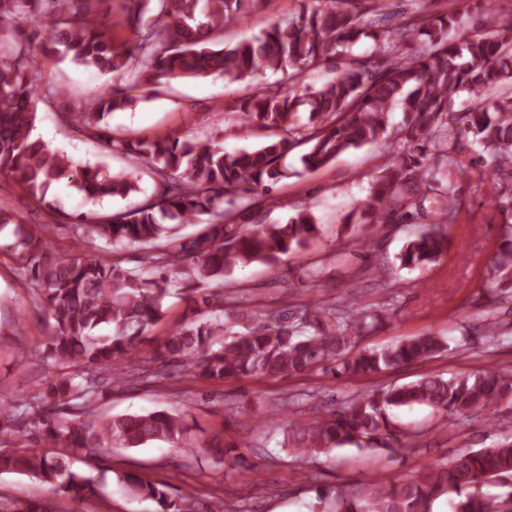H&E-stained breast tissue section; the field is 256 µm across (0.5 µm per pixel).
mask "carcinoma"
Wrapping results in <instances>:
<instances>
[{"label":"carcinoma","instance_id":"cac0c4a2","mask_svg":"<svg viewBox=\"0 0 512 512\" xmlns=\"http://www.w3.org/2000/svg\"><path fill=\"white\" fill-rule=\"evenodd\" d=\"M106 0H0V175L18 178L34 198L46 200L50 187L66 183L95 204L104 198H126L138 190L124 174H110L99 164L76 165L63 152L51 151L31 138L36 102L55 95L39 83L38 54L53 52L115 80L112 89L79 103L66 120L82 135L96 138L109 151L149 165L156 184L146 202L100 220L82 213L71 217L74 232L85 242L145 252V265L121 266L99 256H54L42 237L9 211L0 208V231L12 227L11 255L49 325L43 340L44 363L51 368L36 392L22 404L0 395V432L34 431L19 448H0V475L36 478L50 485L51 495L18 498L5 512H79L99 496V479L79 469L68 449L89 453L141 448L163 441L181 444L189 429L184 414L164 410L97 416L90 407L105 390L104 374L123 386L124 362L137 356L144 337L165 313L170 285L188 289L195 317L170 331L142 359L154 377L174 375L222 383L242 376L287 377L321 371L334 378L369 377L412 363H424L448 349L430 333L402 339L380 350L358 346L356 332H368L386 318L381 302L342 308L315 303L296 308L263 305L243 316L244 331L224 329V277L238 265L277 264L305 247L318 225L300 210L284 224H244L245 214L272 185L288 176L282 163L298 143L307 146L303 169L326 167L345 152L391 136L399 152L378 166L370 200L361 215L350 213L352 245L370 251L363 226L383 224L386 214L415 202L427 191L445 199L437 219L454 223L455 187L436 177L439 165L458 168L464 149L479 148L488 158V175L512 180V6L502 27L455 38L458 13L432 11L430 0L411 4L404 17L387 12L386 0H326L324 7L302 10L287 22L275 21L233 46L224 44V27L275 0H122L118 18L108 24ZM49 25V44L35 46L26 27ZM126 27L131 43L114 41L113 29ZM366 35L375 42L382 70L374 62L343 65L335 77L302 94L277 82L259 85L239 107L241 131H279V138L233 154L220 143L182 140L123 139L108 134L101 121L152 91V87L185 77H222L243 82L269 73L295 80L305 69L336 62L350 44ZM419 39L421 51L407 56L401 44ZM461 92L468 107L454 112L450 102ZM401 106V126L388 129V116ZM307 115L301 122L300 114ZM181 224L204 230L182 236ZM448 236L422 232L399 254L407 267L438 261ZM501 277L502 293L512 289V247L491 262ZM482 339L512 333V323L489 316ZM512 402V376L487 366L477 374L450 379L427 374L401 386L378 387L356 394L337 409L308 423L283 425L282 447L306 460L335 448H408L391 421L392 412L430 406L456 416H484L498 426L502 402ZM203 456L234 467L236 446L213 434L197 442ZM512 480V441L468 449L445 463L416 468L405 478L341 486L318 492L317 505L329 512H431L435 501L454 493V512H512V500L482 491L486 485ZM131 499L149 498L158 512H175L166 487L133 472L117 477Z\"/></svg>","mask_w":512,"mask_h":512}]
</instances>
